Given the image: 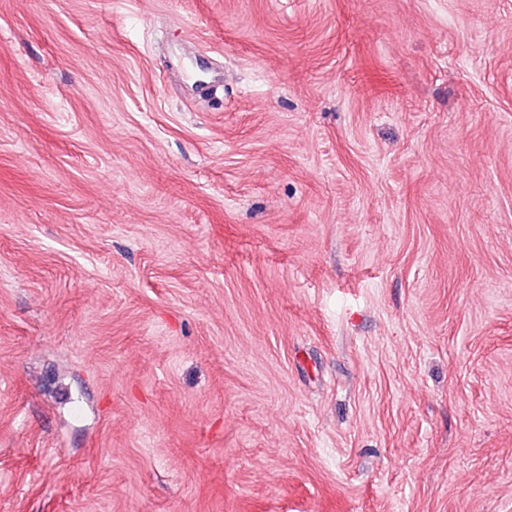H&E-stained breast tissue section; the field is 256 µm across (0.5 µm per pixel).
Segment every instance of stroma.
<instances>
[{
	"mask_svg": "<svg viewBox=\"0 0 512 512\" xmlns=\"http://www.w3.org/2000/svg\"><path fill=\"white\" fill-rule=\"evenodd\" d=\"M0 512H512V0H0Z\"/></svg>",
	"mask_w": 512,
	"mask_h": 512,
	"instance_id": "1",
	"label": "stroma"
}]
</instances>
